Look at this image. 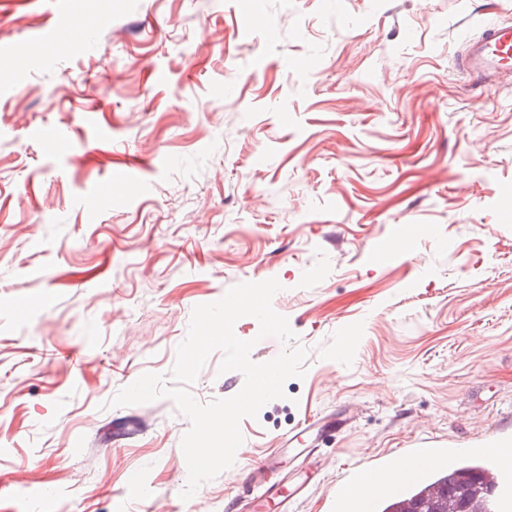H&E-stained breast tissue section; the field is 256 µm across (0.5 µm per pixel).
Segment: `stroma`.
Wrapping results in <instances>:
<instances>
[{
    "instance_id": "35a3bbf8",
    "label": "stroma",
    "mask_w": 512,
    "mask_h": 512,
    "mask_svg": "<svg viewBox=\"0 0 512 512\" xmlns=\"http://www.w3.org/2000/svg\"><path fill=\"white\" fill-rule=\"evenodd\" d=\"M492 19L512 0L0 7V512H271L246 471L327 414L291 512H337L362 467L512 434V73L455 60ZM270 278L306 373L182 500L188 419L111 401ZM221 359L198 401L242 389Z\"/></svg>"
}]
</instances>
